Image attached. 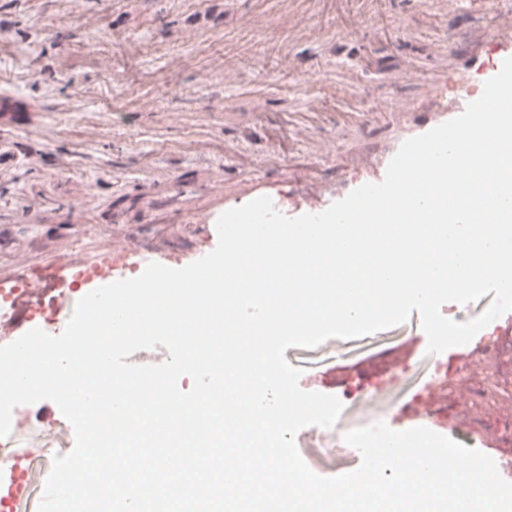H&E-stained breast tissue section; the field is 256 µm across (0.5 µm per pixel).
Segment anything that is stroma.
I'll return each mask as SVG.
<instances>
[{
	"mask_svg": "<svg viewBox=\"0 0 512 512\" xmlns=\"http://www.w3.org/2000/svg\"><path fill=\"white\" fill-rule=\"evenodd\" d=\"M490 0H0V281L29 259L92 260L93 227L154 240L152 261L184 267L212 252L210 224L268 196L290 217L326 210L373 182L372 163L420 135L490 79L511 24ZM418 315L361 338L288 348L303 390L341 396L369 379L368 405L295 443L321 476L356 470L344 432L420 425L491 458L462 423L397 416L432 386Z\"/></svg>",
	"mask_w": 512,
	"mask_h": 512,
	"instance_id": "obj_1",
	"label": "stroma"
}]
</instances>
